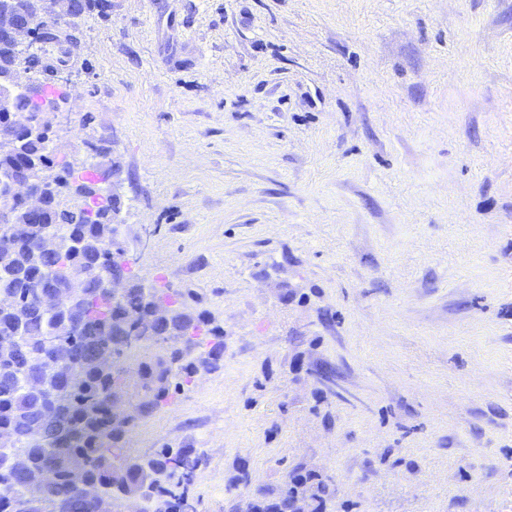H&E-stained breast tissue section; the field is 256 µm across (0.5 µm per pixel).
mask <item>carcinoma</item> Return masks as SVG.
Returning a JSON list of instances; mask_svg holds the SVG:
<instances>
[{
  "label": "carcinoma",
  "mask_w": 512,
  "mask_h": 512,
  "mask_svg": "<svg viewBox=\"0 0 512 512\" xmlns=\"http://www.w3.org/2000/svg\"><path fill=\"white\" fill-rule=\"evenodd\" d=\"M31 27L24 43L0 38V75L23 68L40 77H53L77 49L75 30L48 27L40 16L41 0H30ZM66 13L77 6L81 14L97 13L106 18L109 0H55ZM26 99H15L12 110L0 113V139L20 141L21 148L0 149V174L12 176L35 163L47 179L51 199L71 191L79 180L93 182L98 164L76 169L56 165L52 124L38 130L29 122ZM90 210L78 200L43 211L39 223L18 211L16 224L28 226L9 247L0 248V296L13 298L0 305V429L14 437L10 452L31 472L57 457V448L36 438L33 425L43 414L65 417L72 440L59 459L55 481L40 498L28 494L15 470L0 469V512H95L79 492V485L97 484L110 512H119L130 497H141L145 512H170L172 502L184 504L188 488L205 458L194 448H161L150 456L126 454L128 433L137 422L154 413L189 388L200 371H213L224 361V328L210 314L191 308L181 292L147 288L128 267L112 262V213L119 211L120 198L107 194L93 200ZM51 235L56 249L44 252L29 238ZM128 272L130 288L114 301L101 295L104 274ZM72 276L82 282L84 296L77 311L47 312L27 303L33 281L58 284ZM60 334L67 343L65 367L81 375L77 386L67 383L60 371H42L43 339ZM171 336L183 338L182 349L138 362L139 386L131 391L122 379L125 360L142 348L161 346ZM110 353L117 364L112 370L96 359L97 349ZM126 401L131 413L124 422L112 417V406ZM336 495L331 480L311 470H294L283 488L270 491L248 507L234 512H283L286 502L297 499L307 512H324L328 499Z\"/></svg>",
  "instance_id": "1"
}]
</instances>
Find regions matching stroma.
Returning a JSON list of instances; mask_svg holds the SVG:
<instances>
[{"instance_id":"1","label":"stroma","mask_w":512,"mask_h":512,"mask_svg":"<svg viewBox=\"0 0 512 512\" xmlns=\"http://www.w3.org/2000/svg\"><path fill=\"white\" fill-rule=\"evenodd\" d=\"M79 29L57 159L118 162L134 271L224 328L127 454L202 450L198 512L298 467L325 512H512V0H112Z\"/></svg>"}]
</instances>
